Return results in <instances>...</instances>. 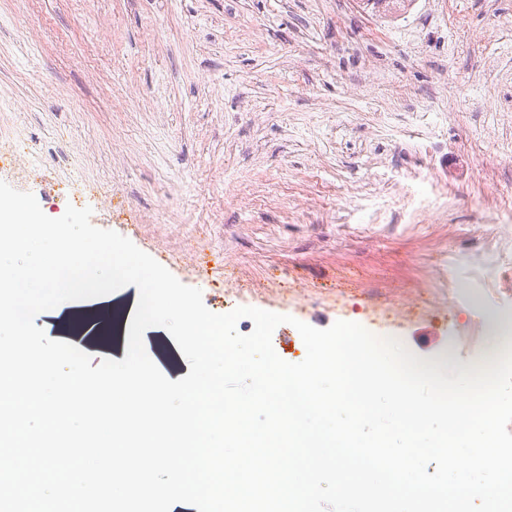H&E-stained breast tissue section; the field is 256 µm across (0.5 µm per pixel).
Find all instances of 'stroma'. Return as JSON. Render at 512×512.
Segmentation results:
<instances>
[{
  "label": "stroma",
  "mask_w": 512,
  "mask_h": 512,
  "mask_svg": "<svg viewBox=\"0 0 512 512\" xmlns=\"http://www.w3.org/2000/svg\"><path fill=\"white\" fill-rule=\"evenodd\" d=\"M0 181L214 313L473 366L512 333V0H0Z\"/></svg>",
  "instance_id": "1"
}]
</instances>
